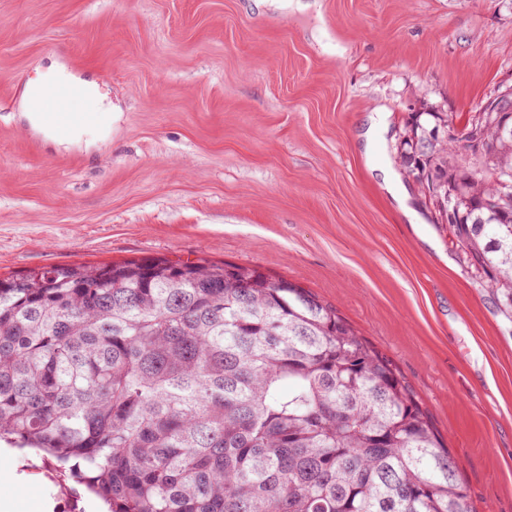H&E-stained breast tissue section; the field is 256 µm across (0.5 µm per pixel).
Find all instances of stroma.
<instances>
[{
  "mask_svg": "<svg viewBox=\"0 0 512 512\" xmlns=\"http://www.w3.org/2000/svg\"><path fill=\"white\" fill-rule=\"evenodd\" d=\"M52 67L109 107L67 143L22 106ZM509 86L512 0H0V277L202 256L295 282L393 361L476 512H512V320L395 162L411 112ZM40 463L0 447L11 512H101Z\"/></svg>",
  "mask_w": 512,
  "mask_h": 512,
  "instance_id": "obj_1",
  "label": "stroma"
}]
</instances>
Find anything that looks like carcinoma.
Listing matches in <instances>:
<instances>
[{
    "mask_svg": "<svg viewBox=\"0 0 512 512\" xmlns=\"http://www.w3.org/2000/svg\"><path fill=\"white\" fill-rule=\"evenodd\" d=\"M413 112L400 165L466 177L456 242L512 318V135ZM489 202L496 211L482 207ZM0 442L46 457L106 512H474L392 361L286 279L204 258L0 278Z\"/></svg>",
    "mask_w": 512,
    "mask_h": 512,
    "instance_id": "cac0c4a2",
    "label": "carcinoma"
}]
</instances>
